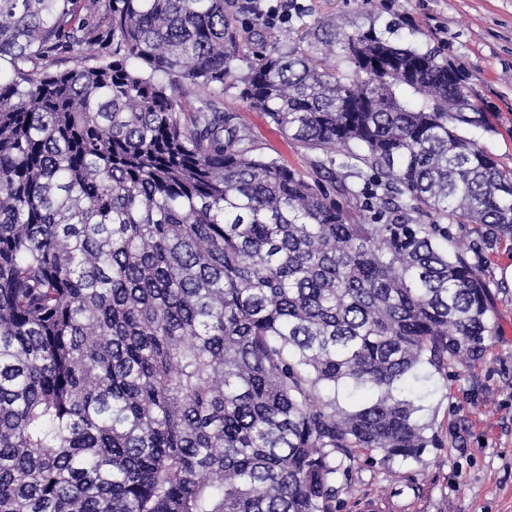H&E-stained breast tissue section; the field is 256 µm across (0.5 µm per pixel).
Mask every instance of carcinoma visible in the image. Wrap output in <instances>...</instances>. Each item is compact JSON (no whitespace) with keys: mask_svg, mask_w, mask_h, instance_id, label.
<instances>
[{"mask_svg":"<svg viewBox=\"0 0 512 512\" xmlns=\"http://www.w3.org/2000/svg\"><path fill=\"white\" fill-rule=\"evenodd\" d=\"M78 2L0 0V512H340L345 461L437 441L418 372L492 335L512 170L482 111L370 30L341 78L246 54L234 0ZM238 81L330 187L224 110Z\"/></svg>","mask_w":512,"mask_h":512,"instance_id":"obj_1","label":"carcinoma"}]
</instances>
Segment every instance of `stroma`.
<instances>
[{
  "label": "stroma",
  "instance_id": "1",
  "mask_svg": "<svg viewBox=\"0 0 512 512\" xmlns=\"http://www.w3.org/2000/svg\"><path fill=\"white\" fill-rule=\"evenodd\" d=\"M288 23L265 29L266 45L302 36L321 56L327 39L368 28L422 49L438 47L457 66L490 126L477 139L512 168V0H300ZM224 107L243 113L267 154L312 176V152L283 136L265 113L250 109L239 88L224 90ZM512 252L485 266L494 332L479 360L432 374L423 415L435 446L420 461L351 464L342 512H512Z\"/></svg>",
  "mask_w": 512,
  "mask_h": 512
}]
</instances>
